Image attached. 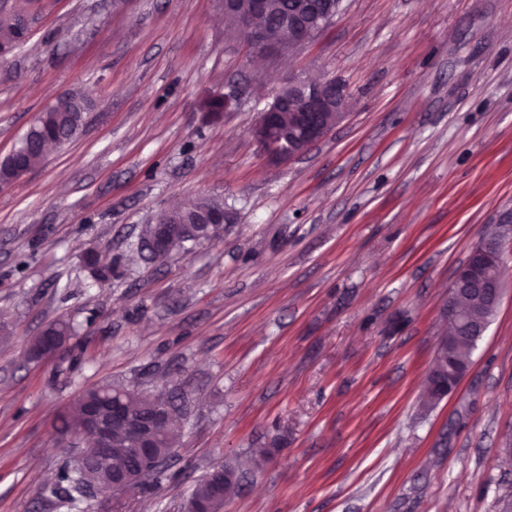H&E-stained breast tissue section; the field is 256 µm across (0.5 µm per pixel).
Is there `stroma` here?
Masks as SVG:
<instances>
[{
	"mask_svg": "<svg viewBox=\"0 0 512 512\" xmlns=\"http://www.w3.org/2000/svg\"><path fill=\"white\" fill-rule=\"evenodd\" d=\"M292 77L336 79L349 108L277 162L251 130ZM70 92L92 102L77 138L0 190V512H70L44 491L79 446L61 419L103 382L183 408L165 476L106 512H187L225 464L223 512H499L512 252L456 392L430 407L423 391L451 277L512 212V0H342L274 65L224 0H37L0 62V159ZM216 93L233 102L211 122ZM205 197L223 236L144 263L142 225ZM57 318L70 350L28 361ZM224 473L228 476L225 483L221 481H202L195 487L187 504L188 512L190 511L192 499H214L219 497V500L216 502V505H219L224 499V493L227 491L232 492L235 489L238 479L234 467L225 465Z\"/></svg>",
	"mask_w": 512,
	"mask_h": 512,
	"instance_id": "35a3bbf8",
	"label": "stroma"
}]
</instances>
